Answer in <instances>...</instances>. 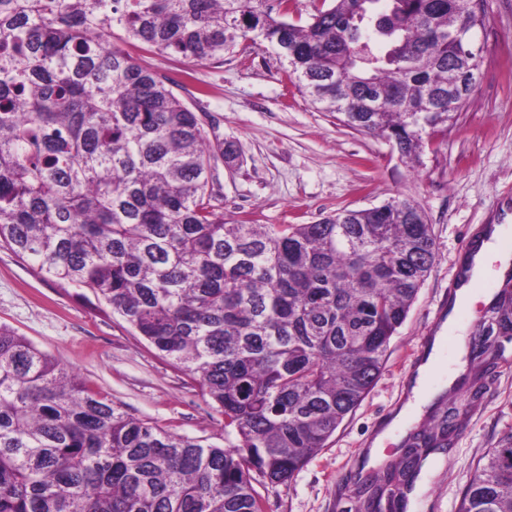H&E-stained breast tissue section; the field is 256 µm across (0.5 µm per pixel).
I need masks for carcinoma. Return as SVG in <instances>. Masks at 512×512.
I'll return each mask as SVG.
<instances>
[{"mask_svg": "<svg viewBox=\"0 0 512 512\" xmlns=\"http://www.w3.org/2000/svg\"><path fill=\"white\" fill-rule=\"evenodd\" d=\"M475 0H0V246L91 293L198 382L224 448L133 417L0 326V512H265L365 398L435 259L414 200L314 224L224 220L210 185L231 141L112 43L193 61L261 39L311 103L415 169L470 99L486 27ZM512 340L503 286L469 342L467 403L358 476L360 512H405L403 487L448 453ZM458 512H512V433Z\"/></svg>", "mask_w": 512, "mask_h": 512, "instance_id": "obj_1", "label": "carcinoma"}]
</instances>
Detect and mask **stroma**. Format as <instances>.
<instances>
[{
  "mask_svg": "<svg viewBox=\"0 0 512 512\" xmlns=\"http://www.w3.org/2000/svg\"><path fill=\"white\" fill-rule=\"evenodd\" d=\"M484 9L488 23L477 34L484 63L473 97L414 173L381 139L317 111L287 81L265 42L249 40L244 50L202 62L160 55L137 42L123 45L140 66L172 80L174 94L239 148L238 166L221 165L214 172L225 219L311 224L400 195L423 207L433 229L434 264L391 339L374 385L288 485L258 486L265 512H356L358 472L396 458L406 433L435 413L438 396L468 394L463 377L469 367L457 365L456 344L470 339L484 314L480 301L456 318L440 367L428 380L433 401L421 417L373 449L375 437L411 395L417 366L448 316L472 242L488 225H512V0H484ZM0 324L49 352L127 413L176 434L223 444L224 417L189 374L96 299L46 279L3 246ZM485 387L449 454L425 462L407 512H457L478 463L512 433V343Z\"/></svg>",
  "mask_w": 512,
  "mask_h": 512,
  "instance_id": "stroma-1",
  "label": "stroma"
}]
</instances>
